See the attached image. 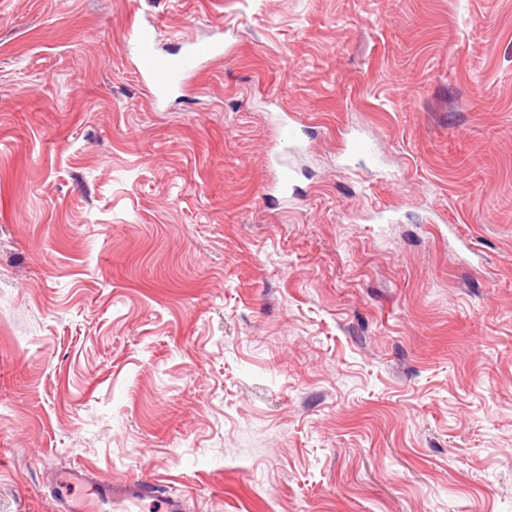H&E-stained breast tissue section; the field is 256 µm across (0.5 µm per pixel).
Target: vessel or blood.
<instances>
[{
    "mask_svg": "<svg viewBox=\"0 0 512 512\" xmlns=\"http://www.w3.org/2000/svg\"><path fill=\"white\" fill-rule=\"evenodd\" d=\"M157 41V23H140L132 31L128 47L139 63V83L158 101L179 91L204 60L224 53V43L220 40L204 44L190 42L177 53L161 52ZM276 122L282 139L274 158L280 163L279 190L285 193L293 185L294 174L283 157L295 148L299 137L286 117L277 116ZM44 484L52 512H190L189 496L167 492L152 479L132 477L116 483L84 467L72 466L47 474Z\"/></svg>",
    "mask_w": 512,
    "mask_h": 512,
    "instance_id": "1",
    "label": "vessel or blood"
}]
</instances>
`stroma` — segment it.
<instances>
[{
    "instance_id": "1",
    "label": "stroma",
    "mask_w": 512,
    "mask_h": 512,
    "mask_svg": "<svg viewBox=\"0 0 512 512\" xmlns=\"http://www.w3.org/2000/svg\"><path fill=\"white\" fill-rule=\"evenodd\" d=\"M147 19L231 49L156 104ZM72 464L512 512V0H0V512ZM275 121L281 128V142L279 146H273L276 151L274 159L280 166L279 169V190L282 194H288V190L292 187L294 182V174L288 163L283 160V157L288 154L291 150L296 148V144L300 141L296 127L288 122L285 116L275 115ZM282 150V151H281Z\"/></svg>"
}]
</instances>
